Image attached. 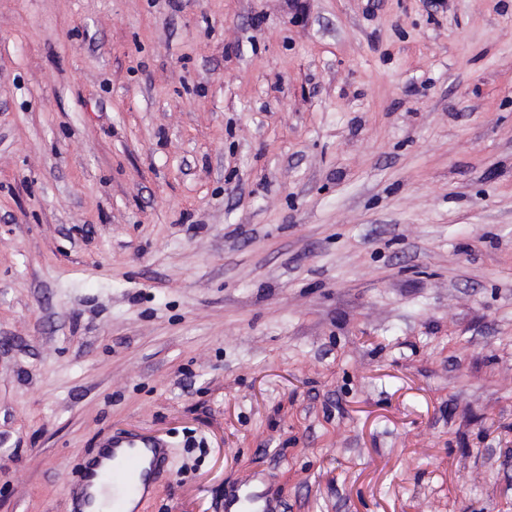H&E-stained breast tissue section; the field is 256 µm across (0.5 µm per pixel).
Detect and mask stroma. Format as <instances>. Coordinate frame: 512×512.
Wrapping results in <instances>:
<instances>
[{
	"label": "stroma",
	"instance_id": "35a3bbf8",
	"mask_svg": "<svg viewBox=\"0 0 512 512\" xmlns=\"http://www.w3.org/2000/svg\"><path fill=\"white\" fill-rule=\"evenodd\" d=\"M129 429L141 512H512V0H0V512Z\"/></svg>",
	"mask_w": 512,
	"mask_h": 512
}]
</instances>
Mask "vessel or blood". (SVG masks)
<instances>
[{
  "label": "vessel or blood",
  "mask_w": 512,
  "mask_h": 512,
  "mask_svg": "<svg viewBox=\"0 0 512 512\" xmlns=\"http://www.w3.org/2000/svg\"><path fill=\"white\" fill-rule=\"evenodd\" d=\"M169 455V446L155 436L112 435L87 459L70 491V512H134L149 483L165 471Z\"/></svg>",
  "instance_id": "vessel-or-blood-1"
}]
</instances>
